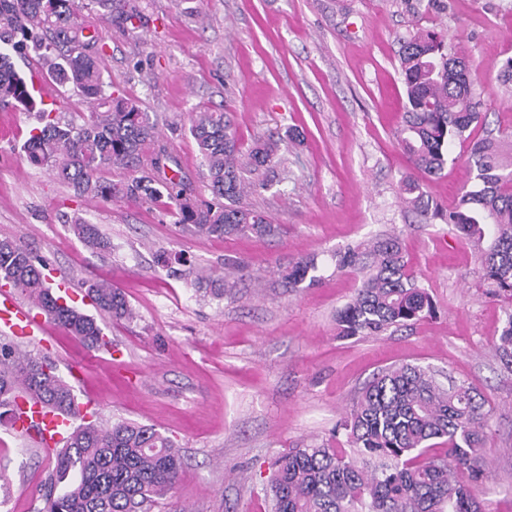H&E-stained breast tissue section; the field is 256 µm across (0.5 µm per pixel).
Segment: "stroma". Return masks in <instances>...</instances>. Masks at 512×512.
I'll return each mask as SVG.
<instances>
[{
	"label": "stroma",
	"instance_id": "obj_1",
	"mask_svg": "<svg viewBox=\"0 0 512 512\" xmlns=\"http://www.w3.org/2000/svg\"><path fill=\"white\" fill-rule=\"evenodd\" d=\"M137 36L100 26L101 62L116 93L156 122L178 176L211 201L197 145L194 106L232 113L244 146L299 133L285 163L250 205L277 233L210 239L182 229L172 209L115 197L86 199L21 151L37 114L0 110V237L15 238L72 284L71 304L96 318L111 346L90 350L56 326L22 351L47 357L100 423L153 426L184 456L180 481L152 512H272L274 460L299 441L330 439L344 410L379 369L410 362L473 381L491 411L490 475L476 495L489 512H512V370L494 344L504 300L486 294L476 259L454 225L402 208L411 167L394 132L406 102L400 36L446 35L457 56L483 65L476 85L488 128L512 131V98L496 63L512 57V0H436L413 14L404 0H138ZM468 144L424 189L441 209L469 188ZM96 225L106 250H90L74 220ZM398 234L436 314L385 336L338 335L336 313L359 282L337 271V250ZM314 256L322 283L280 278ZM241 266L235 297L198 291V272ZM120 287L133 321L86 297L83 281ZM51 465L0 421V512H39Z\"/></svg>",
	"mask_w": 512,
	"mask_h": 512
}]
</instances>
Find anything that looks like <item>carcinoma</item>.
<instances>
[{
    "mask_svg": "<svg viewBox=\"0 0 512 512\" xmlns=\"http://www.w3.org/2000/svg\"><path fill=\"white\" fill-rule=\"evenodd\" d=\"M89 5L79 23L75 0H0V108L37 112L44 122L23 144L29 164L47 169L81 196L173 207L178 223L199 235H271L275 226L244 198L257 187L248 176L267 174L281 163L279 143L262 141L245 149L224 108H196L190 134L214 202L194 201L183 179L166 176L171 152L138 101L115 94L100 63L98 24L134 29L141 21L139 6L133 0H89ZM89 29L93 34H84ZM399 42L407 105L396 139L412 169L437 176L452 145L482 122L474 91L478 66L456 57L435 31L418 29ZM21 52L34 54L53 83L87 103L90 118L62 123L37 107L33 86L12 61V54ZM468 163L475 185L454 209L443 213L432 206L413 176L401 179L399 199L423 216L455 225L477 249L487 294L508 302L495 350L511 369L512 132L473 142ZM111 166L126 170L128 178L105 181L102 172ZM72 229L90 248L107 247L95 226L77 222ZM336 269H349L361 280L337 312L342 336H380L434 313L396 235L336 252ZM282 278L290 288L322 280L314 257L297 260ZM0 281L85 346H108L96 319L60 302L46 285L43 265L14 238H0ZM237 283L229 274L197 281L218 296L233 294ZM84 288L99 310L116 319L134 318L121 289L98 281H87ZM24 393L80 420L51 453L53 467L40 489L38 512H141L175 489L184 461L170 437L134 421L104 426L86 419L53 363L1 342L0 419L14 420ZM489 415L472 382L450 377L445 384L436 371L411 363L384 368L358 392L338 426L348 448L334 446L332 439L302 443L275 459L269 484L274 512H486L472 487L486 476Z\"/></svg>",
    "mask_w": 512,
    "mask_h": 512,
    "instance_id": "1",
    "label": "carcinoma"
}]
</instances>
